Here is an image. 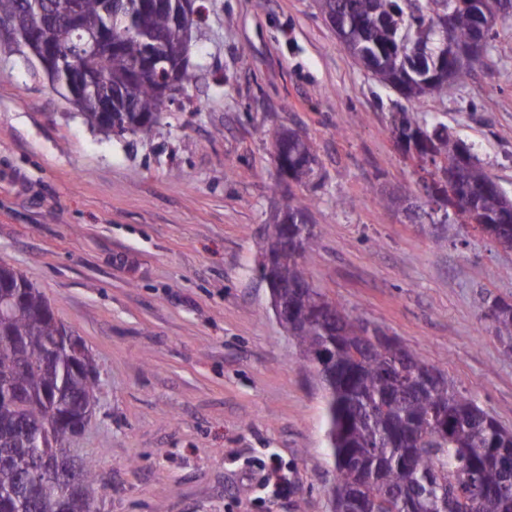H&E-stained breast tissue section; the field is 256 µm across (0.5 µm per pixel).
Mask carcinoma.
<instances>
[{"label": "carcinoma", "instance_id": "carcinoma-1", "mask_svg": "<svg viewBox=\"0 0 512 512\" xmlns=\"http://www.w3.org/2000/svg\"><path fill=\"white\" fill-rule=\"evenodd\" d=\"M115 24L126 30L112 53L93 58L80 55L79 43L67 51L96 70L112 76V90L125 93L130 107L119 104L105 115L96 111L95 97L84 104V122L109 138L115 129L151 135L164 103L152 75H136L147 46L152 44L176 63L186 41L173 11L153 0H120ZM476 0H319L331 27L364 30L359 50L379 67L376 80L402 87L406 98L448 95V86L466 78L483 58L464 61L459 52L478 37L491 39L497 18L512 12V0H486L476 16ZM83 22L89 29L103 19L102 0H83ZM392 129L406 148L428 143L436 156L427 171L439 185L466 143L447 124H428L409 112L392 114ZM278 173L299 184L322 182L312 143L302 133H276ZM456 206L469 205L481 215L500 220L493 229L512 237V199L494 177L470 156L458 173ZM310 200L291 197L288 220L264 226L262 241L288 245L283 260L266 258L257 266L285 306L288 335L300 353L328 355L315 369L326 399V438L334 458V512H512V431L486 413L466 390L448 380L424 376L434 366L412 352L403 357L391 347L376 352L383 330L319 307L323 297L309 280L303 258L316 236ZM8 312L22 349L0 348V375L17 388L44 390L71 409L72 420L56 423L51 407L39 401L17 405L0 394V512H96L93 465L67 458L65 445L72 427L98 386L92 353L73 371L66 357L56 355L57 338L71 334L53 315L43 293L14 268L0 263V312ZM491 321L503 353L512 357V303L490 302Z\"/></svg>", "mask_w": 512, "mask_h": 512}]
</instances>
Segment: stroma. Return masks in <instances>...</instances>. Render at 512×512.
I'll list each match as a JSON object with an SVG mask.
<instances>
[{"label": "stroma", "instance_id": "obj_1", "mask_svg": "<svg viewBox=\"0 0 512 512\" xmlns=\"http://www.w3.org/2000/svg\"><path fill=\"white\" fill-rule=\"evenodd\" d=\"M200 2L193 79L146 140L104 138L34 57L0 45V262L97 361L72 442L104 488L97 512H332L324 391L256 272L264 224L302 191L277 181L287 128L325 175L312 284L512 430V359L484 318L488 300L512 302V251L412 220L399 200L426 190L391 127L400 110L447 123L512 197V17L447 98L411 102L350 55L317 0ZM271 466L290 497L243 477Z\"/></svg>", "mask_w": 512, "mask_h": 512}]
</instances>
